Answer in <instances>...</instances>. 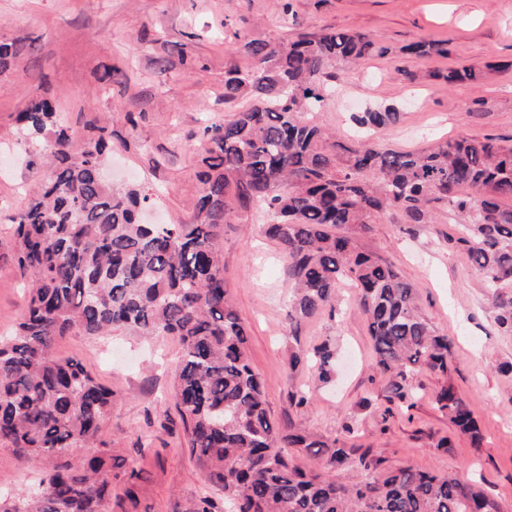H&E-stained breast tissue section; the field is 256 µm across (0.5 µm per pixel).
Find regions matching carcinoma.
I'll list each match as a JSON object with an SVG mask.
<instances>
[{"mask_svg": "<svg viewBox=\"0 0 512 512\" xmlns=\"http://www.w3.org/2000/svg\"><path fill=\"white\" fill-rule=\"evenodd\" d=\"M236 39L248 67L226 70L224 99L245 98L250 106L202 127L201 191L188 224L143 223L140 211L151 195L105 181L107 126L75 145L47 89L17 115L19 129L43 135L41 154L54 172L12 218L11 251L29 280V297L22 321L0 338V442L29 462L56 464L0 500V512H108L116 486L133 502L144 481L142 471L109 448L81 453L91 447L113 393L80 362L53 355L56 338L71 331L178 338L174 397L187 448L222 493L220 501L193 498L187 512H497L493 500L450 473L386 467L366 453L358 457V473L356 449L274 421L249 360L247 327L228 299L218 239L242 212L268 215L265 233L277 242L293 282L288 327L297 345L301 325L351 281L375 368L387 377L390 399L404 402L413 397L416 372L448 376L452 341L424 318L416 289L360 240L393 210L411 224H431L436 207H448L462 219L456 243L483 277L499 331L512 335V206L504 205L512 200V147L468 136L422 152L350 145L304 114L325 104L332 69L389 47L336 29L278 42ZM23 52L18 40L0 43V70ZM401 52L445 56L448 44L421 39ZM482 77L472 65L437 75L450 89ZM400 115L388 105L368 108L355 121L370 131L396 124ZM305 362L327 383L336 351L324 344L310 357L299 347L289 374ZM435 404L481 447L472 411L453 386H441ZM297 454L319 458V469L294 465Z\"/></svg>", "mask_w": 512, "mask_h": 512, "instance_id": "cac0c4a2", "label": "carcinoma"}]
</instances>
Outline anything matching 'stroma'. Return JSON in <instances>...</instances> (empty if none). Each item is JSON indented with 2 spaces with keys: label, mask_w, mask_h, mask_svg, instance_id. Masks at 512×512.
Segmentation results:
<instances>
[{
  "label": "stroma",
  "mask_w": 512,
  "mask_h": 512,
  "mask_svg": "<svg viewBox=\"0 0 512 512\" xmlns=\"http://www.w3.org/2000/svg\"><path fill=\"white\" fill-rule=\"evenodd\" d=\"M293 9L296 19L287 24L281 0H0V42L21 39L30 47L0 71V336L13 332L28 300L10 250V217L51 174L39 146L14 121L40 89L53 93L73 141H87L96 125L107 123V178L148 187L150 214L164 224L193 218L202 121L224 120L248 105L224 99L225 70L247 66L231 51L238 30L283 41L347 29L389 46L386 55L334 72L332 97L310 113L314 124L342 140L363 137L354 114L394 105L399 122L372 136L388 149L418 151L460 136L512 143V0H293ZM420 38L446 42L447 56L401 53ZM160 57L165 66L157 65ZM467 64L488 67L487 77L452 89L438 81V73ZM408 70L419 72L420 80L406 81ZM265 222L262 212L241 213L225 225L220 248L225 285L248 328L250 361L264 382L271 418L302 423L316 436L341 439L390 466L452 472L482 489L499 512H512V372L499 370L512 362V335L498 331L481 274L450 242L458 234L456 217L442 209L434 223L410 224L395 211L361 240L417 288L426 318L452 341L448 378L419 372L411 409L388 399L350 283L340 284L334 312L305 322L300 342L289 338L287 263L265 236ZM325 342L340 366L327 383L314 369H301L297 383L311 401L296 407L288 399V360L296 344L310 350ZM53 353L80 361L112 390L95 445L114 449L143 471L137 500L109 512H184L189 499L207 492L173 398L180 355L175 337L143 343L73 331L56 341ZM447 382L470 405L482 447H472L438 411L434 395ZM442 437L448 447H437ZM45 468L0 445V492L24 491Z\"/></svg>",
  "instance_id": "1"
}]
</instances>
